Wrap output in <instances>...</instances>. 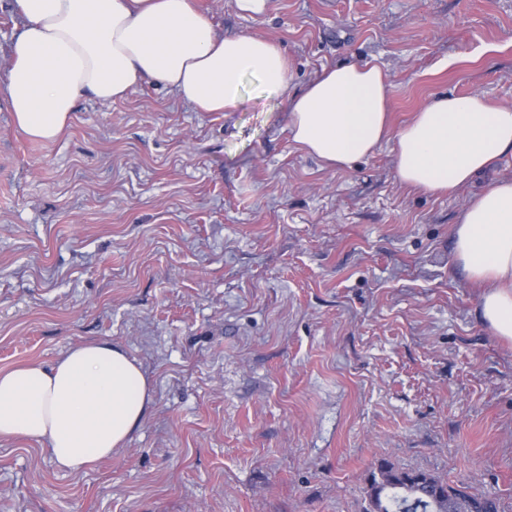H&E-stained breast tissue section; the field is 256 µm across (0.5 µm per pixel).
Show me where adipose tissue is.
<instances>
[{
	"label": "adipose tissue",
	"mask_w": 512,
	"mask_h": 512,
	"mask_svg": "<svg viewBox=\"0 0 512 512\" xmlns=\"http://www.w3.org/2000/svg\"><path fill=\"white\" fill-rule=\"evenodd\" d=\"M16 7L24 24L1 94L36 140H55L84 95L115 102L154 81L203 111L230 112L250 76L287 103L293 141L327 169H351L390 142L398 182L445 194L512 155L511 104L442 94L396 130L392 85L379 66L326 68L295 90L274 42L218 32L190 0H16ZM453 261L481 288L482 322L512 342V179L470 199L454 227ZM152 403L149 379L125 350L90 341L51 366L0 372V437L42 441L59 469L77 474L124 447Z\"/></svg>",
	"instance_id": "ef3b65f1"
}]
</instances>
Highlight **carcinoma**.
<instances>
[{"instance_id":"1","label":"carcinoma","mask_w":512,"mask_h":512,"mask_svg":"<svg viewBox=\"0 0 512 512\" xmlns=\"http://www.w3.org/2000/svg\"><path fill=\"white\" fill-rule=\"evenodd\" d=\"M378 470L367 512H497L494 500L467 494L425 472H398L387 463Z\"/></svg>"}]
</instances>
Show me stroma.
<instances>
[{
    "label": "stroma",
    "mask_w": 512,
    "mask_h": 512,
    "mask_svg": "<svg viewBox=\"0 0 512 512\" xmlns=\"http://www.w3.org/2000/svg\"><path fill=\"white\" fill-rule=\"evenodd\" d=\"M276 43L295 89L381 66L402 127L431 98L512 104V0H194ZM512 157L438 195L392 147L332 171L246 79L232 112L156 82L83 96L54 141L0 98V372L121 345L154 401L112 459L59 470L0 439V512H366L380 462L512 512V343L482 323L452 235Z\"/></svg>",
    "instance_id": "obj_1"
}]
</instances>
